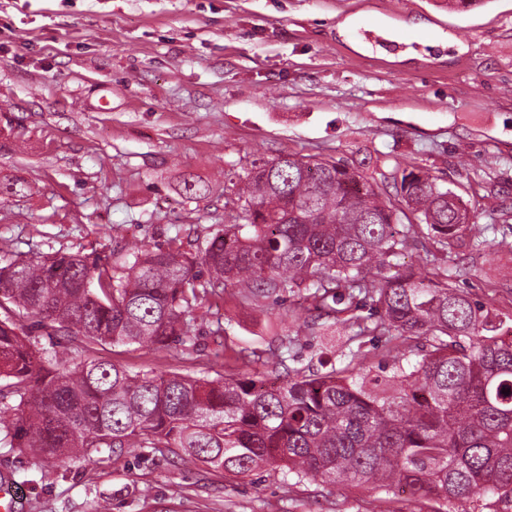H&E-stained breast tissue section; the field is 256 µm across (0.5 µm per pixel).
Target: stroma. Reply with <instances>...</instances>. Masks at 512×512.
<instances>
[{
  "label": "stroma",
  "mask_w": 512,
  "mask_h": 512,
  "mask_svg": "<svg viewBox=\"0 0 512 512\" xmlns=\"http://www.w3.org/2000/svg\"><path fill=\"white\" fill-rule=\"evenodd\" d=\"M319 156L384 178L417 166L453 189L487 247L448 255L456 288L512 315V0H0V244L26 255L111 257L116 241L166 245L224 221V172L254 155ZM205 185L200 195L186 183ZM491 196L497 222L485 216ZM292 299L215 298L194 348L60 353L129 372L255 371L224 340L267 348ZM22 512H376L378 491L263 469L239 480L136 451L96 465L0 447Z\"/></svg>",
  "instance_id": "stroma-1"
}]
</instances>
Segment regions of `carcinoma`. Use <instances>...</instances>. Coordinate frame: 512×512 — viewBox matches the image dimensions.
<instances>
[{
  "instance_id": "cac0c4a2",
  "label": "carcinoma",
  "mask_w": 512,
  "mask_h": 512,
  "mask_svg": "<svg viewBox=\"0 0 512 512\" xmlns=\"http://www.w3.org/2000/svg\"><path fill=\"white\" fill-rule=\"evenodd\" d=\"M400 200L331 158L282 154L224 172V225L198 252L126 243L112 261L55 252L0 258V443L34 457L94 463L106 448L174 455L245 479L409 490L417 512L485 495L512 505V324L453 285L437 253L477 230L459 196L396 167ZM423 237L420 268H401ZM289 296L310 313L272 333L260 373L131 374L110 360L73 366L32 339L159 348L192 343L212 295ZM348 332L347 351L297 359L299 335ZM377 342L386 362L363 372ZM509 394L502 393V389Z\"/></svg>"
}]
</instances>
